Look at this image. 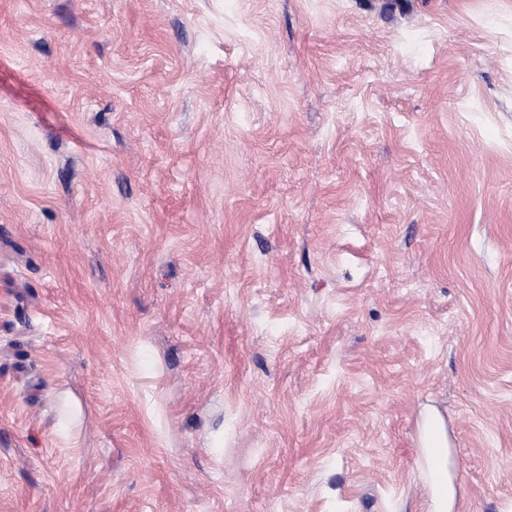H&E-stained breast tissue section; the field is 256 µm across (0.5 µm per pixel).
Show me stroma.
Wrapping results in <instances>:
<instances>
[{
	"instance_id": "stroma-1",
	"label": "stroma",
	"mask_w": 512,
	"mask_h": 512,
	"mask_svg": "<svg viewBox=\"0 0 512 512\" xmlns=\"http://www.w3.org/2000/svg\"><path fill=\"white\" fill-rule=\"evenodd\" d=\"M427 412L512 512V0H0V512H429Z\"/></svg>"
}]
</instances>
